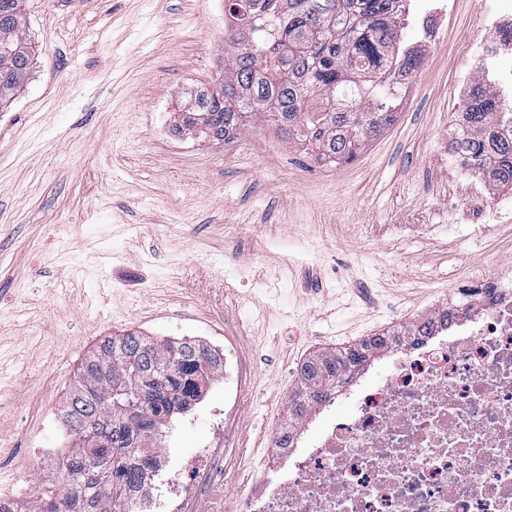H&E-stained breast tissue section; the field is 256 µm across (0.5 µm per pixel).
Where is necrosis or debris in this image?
<instances>
[{
    "mask_svg": "<svg viewBox=\"0 0 512 512\" xmlns=\"http://www.w3.org/2000/svg\"><path fill=\"white\" fill-rule=\"evenodd\" d=\"M492 35H477L495 101L512 98V0L491 12ZM448 166L477 200L483 224L512 222V199L473 182L469 164ZM432 328L413 344H388V371L360 393L346 417H331L307 447L273 435L275 461L237 458L238 422L251 392V351L224 348V406L212 437L182 466L132 489L117 512H512V288L481 275L441 303Z\"/></svg>",
    "mask_w": 512,
    "mask_h": 512,
    "instance_id": "4bbe7bcc",
    "label": "necrosis or debris"
}]
</instances>
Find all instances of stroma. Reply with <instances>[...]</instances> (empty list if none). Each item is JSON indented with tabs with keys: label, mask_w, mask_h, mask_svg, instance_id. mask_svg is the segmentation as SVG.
Segmentation results:
<instances>
[{
	"label": "stroma",
	"mask_w": 512,
	"mask_h": 512,
	"mask_svg": "<svg viewBox=\"0 0 512 512\" xmlns=\"http://www.w3.org/2000/svg\"><path fill=\"white\" fill-rule=\"evenodd\" d=\"M424 34L394 124L324 166L263 117L227 142L173 137L224 66V0H27L28 83L0 109V447L56 454L86 355L128 330L255 350L244 447L273 429L313 351L414 323L465 279L512 267V223H471L442 161L457 79L495 0H453ZM224 386L176 416L170 466L212 430Z\"/></svg>",
	"instance_id": "1"
}]
</instances>
